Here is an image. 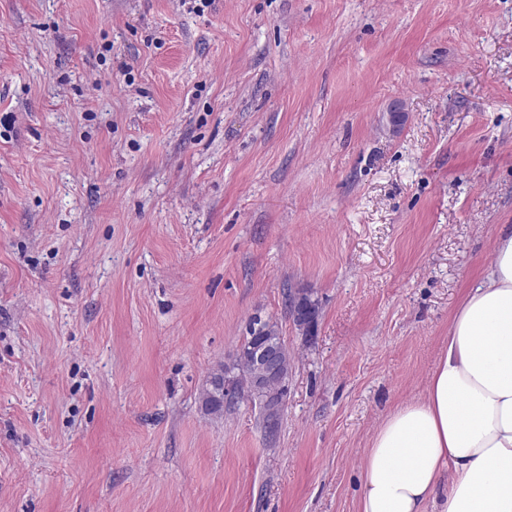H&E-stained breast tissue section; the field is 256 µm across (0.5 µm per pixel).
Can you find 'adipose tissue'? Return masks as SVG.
<instances>
[{
  "mask_svg": "<svg viewBox=\"0 0 512 512\" xmlns=\"http://www.w3.org/2000/svg\"><path fill=\"white\" fill-rule=\"evenodd\" d=\"M362 471L360 512H512V227L457 310L426 396L386 417Z\"/></svg>",
  "mask_w": 512,
  "mask_h": 512,
  "instance_id": "adipose-tissue-1",
  "label": "adipose tissue"
}]
</instances>
